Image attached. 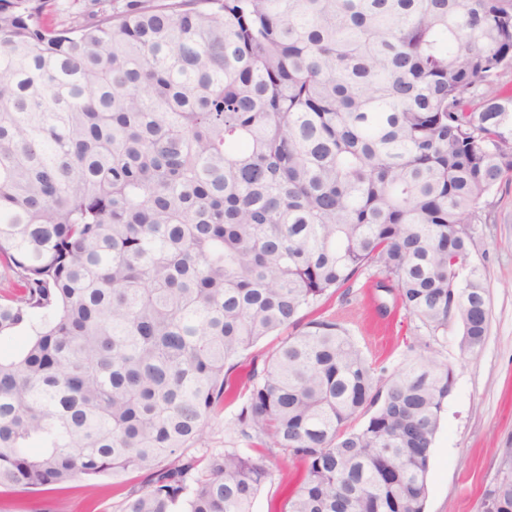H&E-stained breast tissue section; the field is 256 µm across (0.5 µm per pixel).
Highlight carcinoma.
<instances>
[{
  "mask_svg": "<svg viewBox=\"0 0 512 512\" xmlns=\"http://www.w3.org/2000/svg\"><path fill=\"white\" fill-rule=\"evenodd\" d=\"M0 0V493L140 473L117 512H424L454 370L306 319L370 267L489 325L472 225L512 176V0ZM296 331L241 373L260 339ZM237 404L235 440L189 453ZM512 512V470L488 493ZM271 476L254 504V512H273L279 505L280 498L277 491L281 485L288 481L292 473V465L283 456H277L270 462Z\"/></svg>",
  "mask_w": 512,
  "mask_h": 512,
  "instance_id": "1",
  "label": "carcinoma"
}]
</instances>
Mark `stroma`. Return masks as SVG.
Masks as SVG:
<instances>
[{
	"label": "stroma",
	"mask_w": 512,
	"mask_h": 512,
	"mask_svg": "<svg viewBox=\"0 0 512 512\" xmlns=\"http://www.w3.org/2000/svg\"><path fill=\"white\" fill-rule=\"evenodd\" d=\"M486 223L473 227L484 250L489 327L478 354L461 347V329L429 336L404 311L378 318L373 305L393 304L378 291L376 269L360 273L349 293L324 297L326 314L336 316L360 342L368 358L386 372L406 355V342L421 345L428 358L451 365L452 394L445 402L431 453L424 512H486L504 449L512 448V177L504 178L487 198ZM121 499L112 478L78 482L50 500L55 512H114Z\"/></svg>",
	"instance_id": "stroma-1"
}]
</instances>
